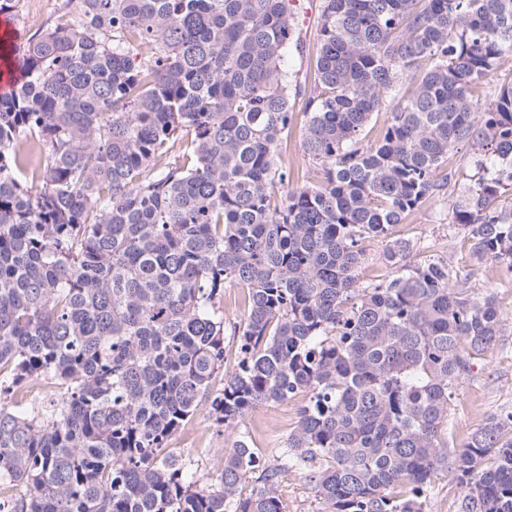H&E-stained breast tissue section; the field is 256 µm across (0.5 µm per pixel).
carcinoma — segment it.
Segmentation results:
<instances>
[{
	"instance_id": "1",
	"label": "carcinoma",
	"mask_w": 512,
	"mask_h": 512,
	"mask_svg": "<svg viewBox=\"0 0 512 512\" xmlns=\"http://www.w3.org/2000/svg\"><path fill=\"white\" fill-rule=\"evenodd\" d=\"M81 2L12 46L0 94V392L49 389L0 403V512H288L293 468L322 512H425L448 465L462 512H512V411L448 440L496 296L393 234L437 198L512 274V81L474 96L512 56V0H322L301 115L295 0ZM298 125L316 186L290 187ZM375 238L393 275L363 285ZM226 288L244 311L216 389ZM299 396L269 462L246 434L212 474L165 453L204 402L230 424ZM470 155L471 152L467 147L449 155L448 162L446 164L448 172H451L452 175V183L453 181H457L459 184L468 182L469 176L473 174Z\"/></svg>"
}]
</instances>
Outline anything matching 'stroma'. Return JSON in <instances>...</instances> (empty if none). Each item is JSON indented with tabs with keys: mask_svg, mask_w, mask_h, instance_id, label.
I'll use <instances>...</instances> for the list:
<instances>
[{
	"mask_svg": "<svg viewBox=\"0 0 512 512\" xmlns=\"http://www.w3.org/2000/svg\"><path fill=\"white\" fill-rule=\"evenodd\" d=\"M298 18L303 47L290 51L285 65L296 75L302 92L292 104L304 111L314 86L313 65L318 49L317 22L321 0H301ZM74 0H20L12 20L21 36L54 27L62 15L72 12ZM443 202L432 199L394 228L395 235L430 245L436 253L469 272L479 292L495 293L503 318V332L493 350L475 362L471 372L455 389L448 417V434L455 450H462L471 436L500 410L512 409V285L500 279L490 264L477 263L469 245L455 227L449 226ZM298 401L268 404L254 410L242 422L225 426L216 421L208 405L170 439L168 450L177 459L191 463L198 474L212 472L218 451L226 441L248 433L264 459H272L281 441L297 421ZM460 488L453 468L440 469L426 494L425 512H461Z\"/></svg>",
	"mask_w": 512,
	"mask_h": 512,
	"instance_id": "35a3bbf8",
	"label": "stroma"
}]
</instances>
